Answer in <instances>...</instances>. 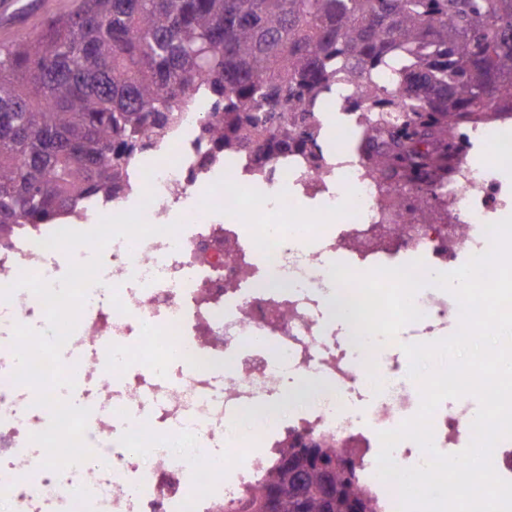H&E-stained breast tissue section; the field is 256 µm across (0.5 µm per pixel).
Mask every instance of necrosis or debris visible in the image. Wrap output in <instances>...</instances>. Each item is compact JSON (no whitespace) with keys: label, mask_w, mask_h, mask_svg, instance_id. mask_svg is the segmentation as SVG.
I'll use <instances>...</instances> for the list:
<instances>
[{"label":"necrosis or debris","mask_w":512,"mask_h":512,"mask_svg":"<svg viewBox=\"0 0 512 512\" xmlns=\"http://www.w3.org/2000/svg\"><path fill=\"white\" fill-rule=\"evenodd\" d=\"M214 110L207 98L185 112L166 143L127 167V184L111 202L88 200L81 230L101 217L142 208L158 234L112 239L100 284L89 288L67 342L78 356V394L88 405L122 406L124 416L88 422L101 441L97 461L62 473L41 468L42 448L29 440L48 411L29 386L4 377L15 366V324L46 326L41 300L26 289L0 306V512H236L269 468V453L297 442L349 450L376 512H398L394 486L376 475L378 433L398 427L420 405L408 360L392 344L364 350L358 334L337 336L327 313L332 263L356 274L422 260L423 274L448 273L487 251L488 221L512 196L488 169L454 156L436 193L448 221L410 220L416 185L387 195L384 181L345 155L322 169L294 153L254 170L238 153L211 155L198 128ZM152 190L149 205L140 194ZM319 201L325 223L299 225L289 192ZM182 221L177 236L164 226ZM47 234L26 227L0 236V287L20 273L49 282L65 274L62 251L40 245ZM422 313L410 323L429 336L459 323L449 292L427 285L415 295ZM166 338L180 350L176 373L163 354L141 346L143 370L127 372L132 337ZM111 339L104 370L99 345ZM231 360L216 379L213 363ZM319 380V401L286 390L287 373ZM479 404L465 396L441 403L432 424L443 454L463 451ZM122 430L138 451L107 440Z\"/></svg>","instance_id":"4bbe7bcc"}]
</instances>
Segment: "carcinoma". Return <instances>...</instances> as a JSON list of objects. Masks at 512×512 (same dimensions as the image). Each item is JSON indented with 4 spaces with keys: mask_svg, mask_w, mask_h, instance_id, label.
Instances as JSON below:
<instances>
[{
    "mask_svg": "<svg viewBox=\"0 0 512 512\" xmlns=\"http://www.w3.org/2000/svg\"><path fill=\"white\" fill-rule=\"evenodd\" d=\"M354 93L348 112H404L356 133L367 167L438 199L448 172V116L512 112V0H77L34 36L0 49V230L44 224L90 197H112L127 164L207 96L200 125L211 149L261 167L301 153L319 166V101ZM284 451L241 506L262 512L276 488L281 512H375L354 465L299 468L296 506Z\"/></svg>",
    "mask_w": 512,
    "mask_h": 512,
    "instance_id": "1",
    "label": "carcinoma"
}]
</instances>
